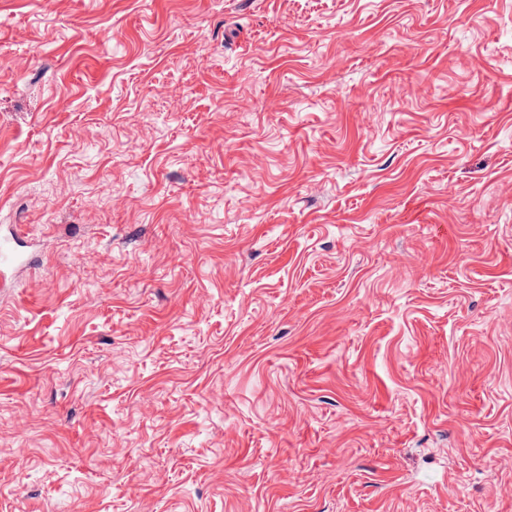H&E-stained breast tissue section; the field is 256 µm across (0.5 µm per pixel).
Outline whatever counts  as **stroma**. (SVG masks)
<instances>
[{
	"mask_svg": "<svg viewBox=\"0 0 512 512\" xmlns=\"http://www.w3.org/2000/svg\"><path fill=\"white\" fill-rule=\"evenodd\" d=\"M0 512H512V0H0Z\"/></svg>",
	"mask_w": 512,
	"mask_h": 512,
	"instance_id": "1",
	"label": "stroma"
}]
</instances>
